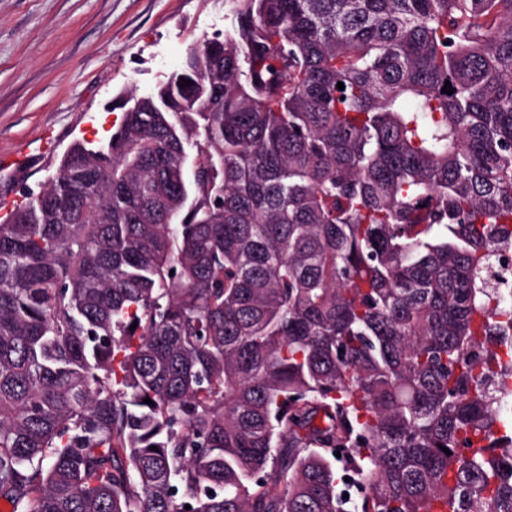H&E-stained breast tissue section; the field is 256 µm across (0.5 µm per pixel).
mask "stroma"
<instances>
[{
    "label": "stroma",
    "mask_w": 512,
    "mask_h": 512,
    "mask_svg": "<svg viewBox=\"0 0 512 512\" xmlns=\"http://www.w3.org/2000/svg\"><path fill=\"white\" fill-rule=\"evenodd\" d=\"M230 24L224 0H0V208Z\"/></svg>",
    "instance_id": "stroma-1"
}]
</instances>
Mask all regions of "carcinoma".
I'll return each instance as SVG.
<instances>
[{
	"label": "carcinoma",
	"instance_id": "cac0c4a2",
	"mask_svg": "<svg viewBox=\"0 0 512 512\" xmlns=\"http://www.w3.org/2000/svg\"><path fill=\"white\" fill-rule=\"evenodd\" d=\"M226 2L0 224V500L512 512V0Z\"/></svg>",
	"mask_w": 512,
	"mask_h": 512
}]
</instances>
